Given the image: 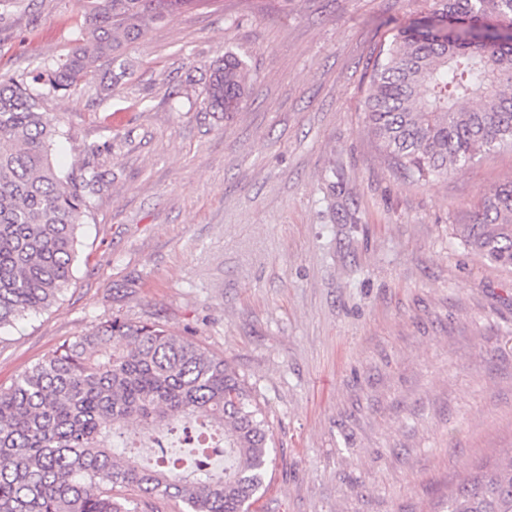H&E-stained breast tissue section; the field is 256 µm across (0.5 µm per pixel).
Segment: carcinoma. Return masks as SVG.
I'll return each mask as SVG.
<instances>
[{"label":"carcinoma","mask_w":512,"mask_h":512,"mask_svg":"<svg viewBox=\"0 0 512 512\" xmlns=\"http://www.w3.org/2000/svg\"><path fill=\"white\" fill-rule=\"evenodd\" d=\"M78 2L77 38L55 66L0 75V333L57 302L104 184L95 143L80 176L55 168L60 120L41 111L44 92L81 86L196 0ZM436 5L393 36L364 100L386 158L419 183L512 147V0ZM247 79L236 54L216 59L206 110L240 111ZM471 99L478 108H465ZM456 236L511 270L512 182L492 189ZM130 420L133 436L123 431ZM274 453L265 412L224 357L159 322L114 316L0 386V512H158L159 500L183 512H251ZM463 475L436 512H512V449Z\"/></svg>","instance_id":"carcinoma-1"}]
</instances>
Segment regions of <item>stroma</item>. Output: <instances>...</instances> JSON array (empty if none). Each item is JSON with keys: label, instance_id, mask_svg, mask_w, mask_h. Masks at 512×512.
<instances>
[{"label": "stroma", "instance_id": "1", "mask_svg": "<svg viewBox=\"0 0 512 512\" xmlns=\"http://www.w3.org/2000/svg\"><path fill=\"white\" fill-rule=\"evenodd\" d=\"M434 7L216 0L149 28L123 76L45 96L59 168L104 143L105 184L74 280L0 334V385L115 315L192 331L267 411L258 512H434L512 448V270L455 236L512 149L419 184L364 118L380 48ZM80 23L77 0L1 8L0 75L63 57ZM227 52L250 74L225 118L204 98Z\"/></svg>", "mask_w": 512, "mask_h": 512}]
</instances>
